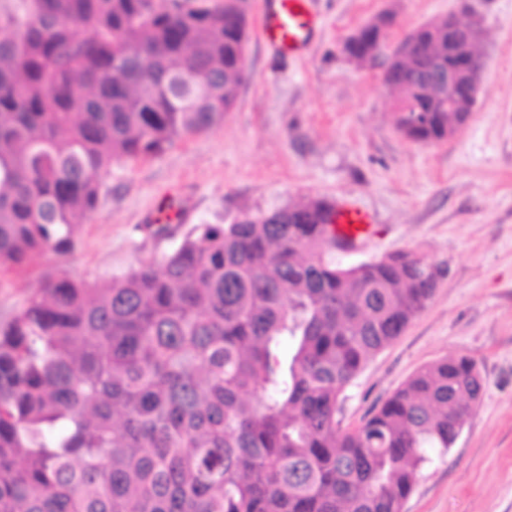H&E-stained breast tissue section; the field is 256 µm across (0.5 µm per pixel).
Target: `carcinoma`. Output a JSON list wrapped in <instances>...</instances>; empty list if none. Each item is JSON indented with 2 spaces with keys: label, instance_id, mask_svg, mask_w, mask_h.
Masks as SVG:
<instances>
[{
  "label": "carcinoma",
  "instance_id": "cac0c4a2",
  "mask_svg": "<svg viewBox=\"0 0 512 512\" xmlns=\"http://www.w3.org/2000/svg\"><path fill=\"white\" fill-rule=\"evenodd\" d=\"M413 38L389 57L393 118L438 144L475 102L411 91L453 62L448 20ZM246 42L239 0H0V269L71 253L113 165L222 123ZM331 210L200 224L104 285L47 277L0 327V512H402L482 377L439 358L341 426L437 283L414 252L337 265Z\"/></svg>",
  "mask_w": 512,
  "mask_h": 512
}]
</instances>
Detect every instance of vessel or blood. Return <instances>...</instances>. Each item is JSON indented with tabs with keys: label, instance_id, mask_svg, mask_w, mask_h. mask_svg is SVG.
I'll use <instances>...</instances> for the list:
<instances>
[{
	"label": "vessel or blood",
	"instance_id": "1",
	"mask_svg": "<svg viewBox=\"0 0 512 512\" xmlns=\"http://www.w3.org/2000/svg\"><path fill=\"white\" fill-rule=\"evenodd\" d=\"M315 26L316 18L308 0H263L259 35L280 53L303 52ZM371 224L368 212L344 204L336 207L330 229L342 246L351 248L369 233Z\"/></svg>",
	"mask_w": 512,
	"mask_h": 512
}]
</instances>
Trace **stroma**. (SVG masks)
<instances>
[{"label": "stroma", "instance_id": "obj_1", "mask_svg": "<svg viewBox=\"0 0 512 512\" xmlns=\"http://www.w3.org/2000/svg\"><path fill=\"white\" fill-rule=\"evenodd\" d=\"M485 68L468 122L447 141L407 139L392 120L383 62L358 64L344 39L389 12V46L458 0H311L318 26L299 56L250 37L247 78L222 125L162 155L114 165L67 257L46 251L0 273V326L48 274L104 282L162 259L199 224L300 200L349 201L373 218L355 265L412 251L439 271L427 308L347 392L357 426L421 366L469 355L481 400L453 447L418 477L402 512H512V0H473ZM178 215L164 233L165 207Z\"/></svg>", "mask_w": 512, "mask_h": 512}]
</instances>
